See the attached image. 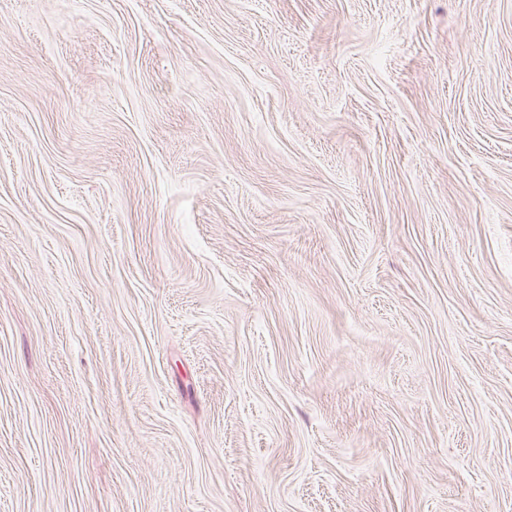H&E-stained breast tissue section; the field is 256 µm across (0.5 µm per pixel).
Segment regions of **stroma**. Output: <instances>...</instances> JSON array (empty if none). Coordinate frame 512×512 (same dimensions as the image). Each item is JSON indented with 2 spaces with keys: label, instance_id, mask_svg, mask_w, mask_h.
<instances>
[{
  "label": "stroma",
  "instance_id": "obj_1",
  "mask_svg": "<svg viewBox=\"0 0 512 512\" xmlns=\"http://www.w3.org/2000/svg\"><path fill=\"white\" fill-rule=\"evenodd\" d=\"M0 512H512V0H0Z\"/></svg>",
  "mask_w": 512,
  "mask_h": 512
}]
</instances>
